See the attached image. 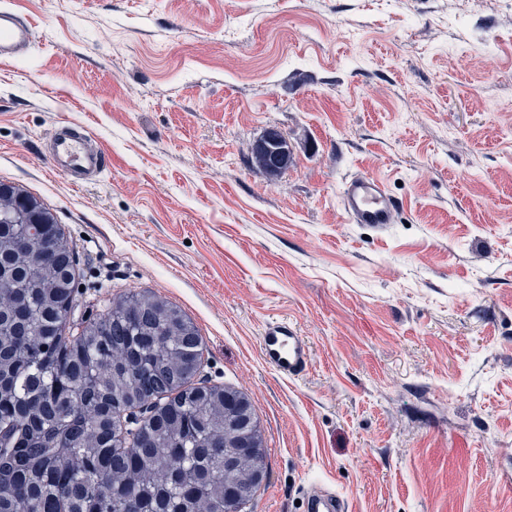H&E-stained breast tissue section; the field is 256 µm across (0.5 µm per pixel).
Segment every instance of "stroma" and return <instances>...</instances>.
<instances>
[{
  "label": "stroma",
  "mask_w": 512,
  "mask_h": 512,
  "mask_svg": "<svg viewBox=\"0 0 512 512\" xmlns=\"http://www.w3.org/2000/svg\"><path fill=\"white\" fill-rule=\"evenodd\" d=\"M33 29L0 60V182L55 215L76 319L149 291L250 401L266 477L244 512H512V11L503 0H0ZM110 156L74 185L64 125ZM270 129L290 163L252 160ZM375 173L393 223H349ZM310 352L262 359L267 322ZM338 196L341 209L352 224H391L402 208L401 200L387 191L379 177L370 173L347 177ZM260 346L264 362L286 377L300 376L309 364L308 344L288 322L267 323ZM347 510L348 504L342 496L322 486H315L307 493L306 511L344 512Z\"/></svg>",
  "instance_id": "1"
}]
</instances>
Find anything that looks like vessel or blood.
Returning <instances> with one entry per match:
<instances>
[{
	"label": "vessel or blood",
	"mask_w": 512,
	"mask_h": 512,
	"mask_svg": "<svg viewBox=\"0 0 512 512\" xmlns=\"http://www.w3.org/2000/svg\"><path fill=\"white\" fill-rule=\"evenodd\" d=\"M32 30L26 20L9 9L0 10V59L18 56L29 47ZM48 160L53 168L69 174H97L107 167L105 152H87L83 139L72 132H57L52 138ZM339 202L353 224H390L402 207L384 182L370 173L347 177L339 189ZM261 355L266 364L289 378L300 376L309 364V347L289 323L272 321L260 337ZM308 512H347L345 499L328 489L313 487L306 497Z\"/></svg>",
	"instance_id": "obj_1"
}]
</instances>
